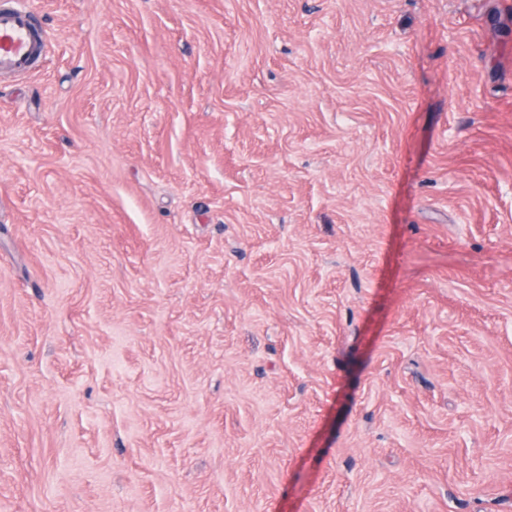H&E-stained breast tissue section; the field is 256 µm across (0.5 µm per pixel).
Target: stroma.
I'll return each instance as SVG.
<instances>
[{"label": "stroma", "instance_id": "35a3bbf8", "mask_svg": "<svg viewBox=\"0 0 512 512\" xmlns=\"http://www.w3.org/2000/svg\"><path fill=\"white\" fill-rule=\"evenodd\" d=\"M0 512H512V0H0ZM46 36L36 29L30 12L17 8L0 10V73L24 75L43 62Z\"/></svg>", "mask_w": 512, "mask_h": 512}]
</instances>
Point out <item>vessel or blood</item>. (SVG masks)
Here are the masks:
<instances>
[{
  "mask_svg": "<svg viewBox=\"0 0 512 512\" xmlns=\"http://www.w3.org/2000/svg\"><path fill=\"white\" fill-rule=\"evenodd\" d=\"M46 36L36 29L28 11L0 10V73L24 75L42 62Z\"/></svg>",
  "mask_w": 512,
  "mask_h": 512,
  "instance_id": "b4317fda",
  "label": "vessel or blood"
}]
</instances>
